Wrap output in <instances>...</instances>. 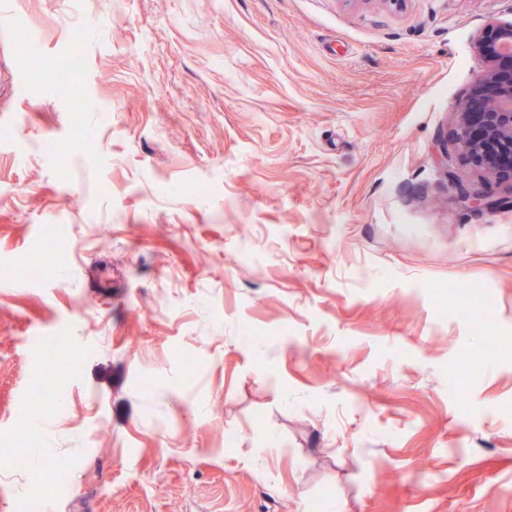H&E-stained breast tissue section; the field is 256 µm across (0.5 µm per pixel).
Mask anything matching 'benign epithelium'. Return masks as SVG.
Here are the masks:
<instances>
[{
  "label": "benign epithelium",
  "instance_id": "7a95c632",
  "mask_svg": "<svg viewBox=\"0 0 512 512\" xmlns=\"http://www.w3.org/2000/svg\"><path fill=\"white\" fill-rule=\"evenodd\" d=\"M474 48L486 67L457 110L455 146L475 165L512 175V23L496 25Z\"/></svg>",
  "mask_w": 512,
  "mask_h": 512
}]
</instances>
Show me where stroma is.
<instances>
[{"mask_svg": "<svg viewBox=\"0 0 512 512\" xmlns=\"http://www.w3.org/2000/svg\"><path fill=\"white\" fill-rule=\"evenodd\" d=\"M0 8V512H512V179L454 145L512 0Z\"/></svg>", "mask_w": 512, "mask_h": 512, "instance_id": "35a3bbf8", "label": "stroma"}]
</instances>
